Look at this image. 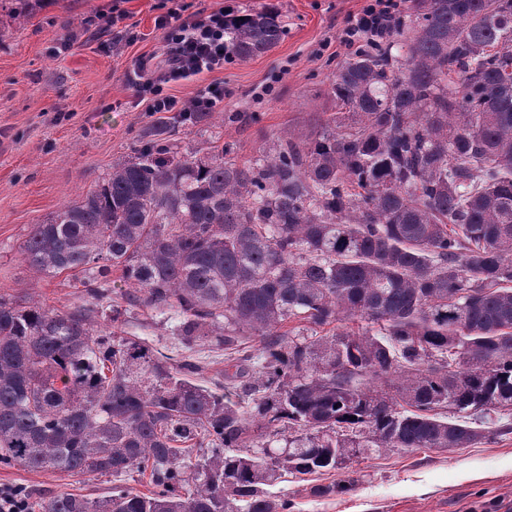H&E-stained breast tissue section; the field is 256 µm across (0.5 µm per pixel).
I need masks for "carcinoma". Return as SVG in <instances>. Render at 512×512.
I'll use <instances>...</instances> for the list:
<instances>
[{"instance_id": "carcinoma-1", "label": "carcinoma", "mask_w": 512, "mask_h": 512, "mask_svg": "<svg viewBox=\"0 0 512 512\" xmlns=\"http://www.w3.org/2000/svg\"><path fill=\"white\" fill-rule=\"evenodd\" d=\"M408 2L336 64L339 115L313 139L240 166L167 126L34 226L33 270L100 302L121 269L135 303L183 316L186 346H224L236 391L80 311L0 297V464L153 485L43 512H288L264 490L286 473L465 448L512 411V0ZM226 35L246 60L282 30L259 11ZM347 320L371 328L318 334Z\"/></svg>"}]
</instances>
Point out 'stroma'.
<instances>
[{"label":"stroma","mask_w":512,"mask_h":512,"mask_svg":"<svg viewBox=\"0 0 512 512\" xmlns=\"http://www.w3.org/2000/svg\"><path fill=\"white\" fill-rule=\"evenodd\" d=\"M164 0H34L23 24L0 22V297L39 300L71 311L88 305L78 277L36 273L20 247L35 224L79 201L128 159L143 132L167 123L166 112H147L126 82L136 61L159 51L156 26ZM194 10L225 8L233 15L273 10L283 29L277 46L248 60L230 57L219 74L204 73L172 85L180 101L220 78L224 106L197 125L172 129L180 149L227 146L238 164L274 151L280 138L311 140L337 111L328 89L336 57L323 55L349 14L364 0H191ZM114 13L101 29L92 20ZM119 317L101 309L90 317L97 333L145 342L172 364L196 363L197 383L223 392L224 349L182 346L176 312L129 306L119 271L109 275ZM349 487L319 496L318 487ZM0 484L21 485L33 504L59 493L102 498L114 486L148 492V477L131 473L72 475L0 467ZM274 493L290 512H512V412L481 427L475 444L352 457L326 474L285 475Z\"/></svg>","instance_id":"obj_1"}]
</instances>
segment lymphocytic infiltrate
Returning a JSON list of instances; mask_svg holds the SVG:
<instances>
[{
  "mask_svg": "<svg viewBox=\"0 0 512 512\" xmlns=\"http://www.w3.org/2000/svg\"><path fill=\"white\" fill-rule=\"evenodd\" d=\"M401 0H366L362 8L348 16L337 47L349 51L366 40L389 36L392 20ZM224 10L208 14L189 11L179 4L159 16L165 49L156 62L139 61L126 81L134 93L147 102L151 112H213L224 104L223 83L200 87L192 100L178 102L167 94L172 81L189 80L202 73L223 69L230 51L224 39Z\"/></svg>",
  "mask_w": 512,
  "mask_h": 512,
  "instance_id": "f902f5d3",
  "label": "lymphocytic infiltrate"
}]
</instances>
